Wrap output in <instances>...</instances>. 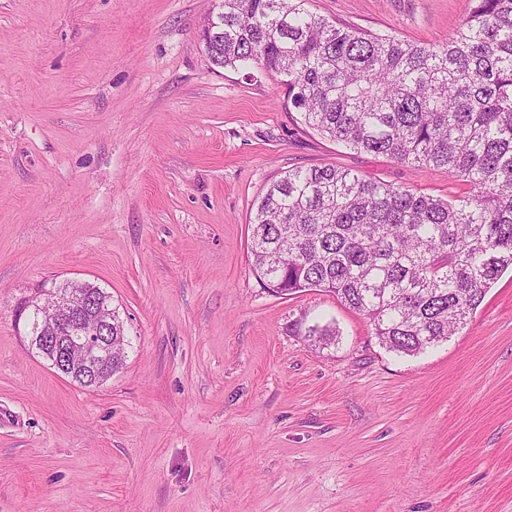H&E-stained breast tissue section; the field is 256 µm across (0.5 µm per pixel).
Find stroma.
<instances>
[{
	"mask_svg": "<svg viewBox=\"0 0 512 512\" xmlns=\"http://www.w3.org/2000/svg\"><path fill=\"white\" fill-rule=\"evenodd\" d=\"M470 7L312 0L424 44ZM210 8L0 0V512H512V272L400 356L333 294L264 289L249 249L258 197L295 167L465 185L323 137L282 83L213 66ZM71 280L110 292L130 340L95 388L15 326Z\"/></svg>",
	"mask_w": 512,
	"mask_h": 512,
	"instance_id": "35a3bbf8",
	"label": "stroma"
}]
</instances>
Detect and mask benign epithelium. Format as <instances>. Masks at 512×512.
Listing matches in <instances>:
<instances>
[{"label": "benign epithelium", "mask_w": 512, "mask_h": 512, "mask_svg": "<svg viewBox=\"0 0 512 512\" xmlns=\"http://www.w3.org/2000/svg\"><path fill=\"white\" fill-rule=\"evenodd\" d=\"M91 283L72 281L64 288L40 291L25 308L32 310L35 320L26 321L22 328L28 346L54 349L50 365L66 373L72 350L66 332L75 330L83 335L78 342L82 363L92 374V383L100 386L112 375V317L102 318L97 298L89 291Z\"/></svg>", "instance_id": "benign-epithelium-1"}]
</instances>
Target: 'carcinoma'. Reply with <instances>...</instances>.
Instances as JSON below:
<instances>
[{"label": "carcinoma", "mask_w": 512, "mask_h": 512, "mask_svg": "<svg viewBox=\"0 0 512 512\" xmlns=\"http://www.w3.org/2000/svg\"><path fill=\"white\" fill-rule=\"evenodd\" d=\"M223 2L203 28L214 65L280 79L324 137L467 185L442 199L332 165L292 168L250 223L263 287L330 292L400 355L447 339L512 268V0H471L437 45L330 21L311 0Z\"/></svg>", "instance_id": "obj_1"}]
</instances>
